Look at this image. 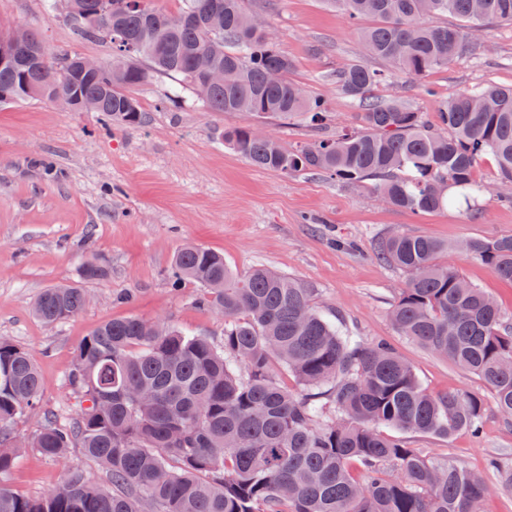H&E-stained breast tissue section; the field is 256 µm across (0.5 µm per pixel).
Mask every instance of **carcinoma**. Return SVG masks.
Masks as SVG:
<instances>
[{
	"label": "carcinoma",
	"instance_id": "obj_1",
	"mask_svg": "<svg viewBox=\"0 0 512 512\" xmlns=\"http://www.w3.org/2000/svg\"><path fill=\"white\" fill-rule=\"evenodd\" d=\"M82 38L112 44L102 71L73 84L61 70L71 55L33 58L30 47L0 68V106L42 98L70 112L79 100L127 128L144 114L135 91L160 75L190 89L204 82L197 58L231 71L201 103L213 112L279 116L314 129L330 112L290 78L293 63L269 29L254 26L248 0H182L180 24L145 0H64ZM360 28L367 53L387 64L352 63L336 85L356 101L358 127L285 148L253 125L224 130V143L252 166L281 174H325L345 184L375 181L384 203L427 215L471 205L495 191L512 203V88L487 84L445 101L430 124L402 99L373 90L393 75L422 79L461 56L483 21L512 23V0H324ZM219 8L217 22L212 11ZM455 16L457 25H430ZM277 72L280 78L270 81ZM498 166L488 188L474 179L485 156ZM446 249L427 236L395 233L378 258L407 274L389 316L398 333L481 379L512 418V312L441 265ZM512 283V236L472 238L462 250ZM174 282L206 292L203 305L224 317L216 343L136 316L112 319L79 345L69 382L80 392L76 418L43 412L28 447L11 446L12 425L39 403L45 380L28 352L0 337V512H484V476L432 460L401 438L452 437L482 428L483 400L464 390L433 394L383 341L351 336L317 305L314 289L269 268L239 276L224 256L195 245L173 258ZM87 293L46 289L35 315L55 324L78 314ZM302 386H283L277 368ZM397 435H385L380 428ZM98 463L105 481L88 480L69 450ZM66 461L61 483L25 498L1 478L23 454Z\"/></svg>",
	"mask_w": 512,
	"mask_h": 512
}]
</instances>
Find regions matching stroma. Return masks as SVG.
Returning <instances> with one entry per match:
<instances>
[{"label": "stroma", "instance_id": "35a3bbf8", "mask_svg": "<svg viewBox=\"0 0 512 512\" xmlns=\"http://www.w3.org/2000/svg\"><path fill=\"white\" fill-rule=\"evenodd\" d=\"M293 62V77L324 101L336 120L323 133L354 127L357 102L336 86V69L368 59L357 30L324 0H251ZM35 29L51 54L101 61L108 41L82 40L65 11L47 15L43 0H0V21ZM176 83L163 76L138 90L142 126L129 129L97 112H68L43 100L0 106V337L24 348L42 372L44 410L68 417L79 410L68 382L77 346L97 325L127 316L165 317L179 329L222 339L224 320L202 305L195 284L173 285L172 257L186 244L224 256L245 275L267 266L313 288L320 309L342 318L352 335L386 339L432 392L463 389L485 405L481 437L410 434L411 447L431 458L482 471L494 494L487 512H512V422L503 420L489 389L405 337L389 320L405 274L377 257L394 232L445 243L439 260L459 270L512 311V283L454 250L467 238L512 235V204L481 196L474 209L425 216L394 208L373 195L372 182L347 186L320 174L284 175L257 169L225 145L220 132L247 122L239 112H213L182 89L176 104L159 100ZM493 83L512 86V24H480L468 52L424 80L404 75L379 85V98L408 100L427 121L461 92ZM104 277L83 281L85 263ZM84 286L81 312L48 325L33 314L46 288ZM498 458L500 470L486 468ZM62 468L30 453L8 473L15 493L38 497L61 481Z\"/></svg>", "mask_w": 512, "mask_h": 512}]
</instances>
